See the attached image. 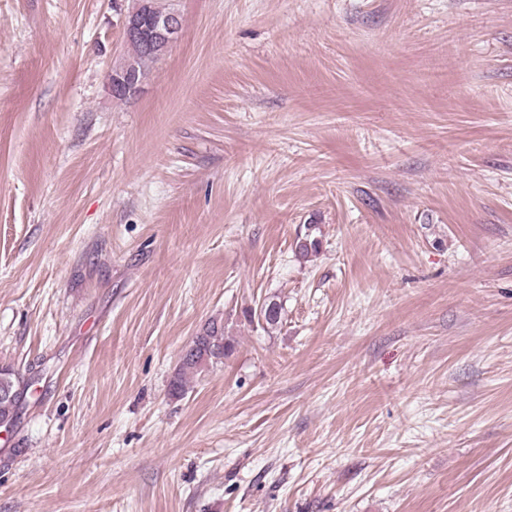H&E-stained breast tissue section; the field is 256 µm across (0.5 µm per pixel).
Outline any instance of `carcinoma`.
<instances>
[{"instance_id":"1","label":"carcinoma","mask_w":512,"mask_h":512,"mask_svg":"<svg viewBox=\"0 0 512 512\" xmlns=\"http://www.w3.org/2000/svg\"><path fill=\"white\" fill-rule=\"evenodd\" d=\"M128 57L119 69H128L138 75L139 79L147 77L150 66L155 63L162 53L147 45L141 38L131 37L127 40ZM321 240L316 235V225L305 226V232L297 236L295 253L306 259L319 252ZM282 305L274 300L263 303L260 310L248 313L249 318H258L268 326H275L281 320ZM234 348V343L224 336V326L211 321L207 323L192 344L181 357L180 365L169 383V391L173 397H181L187 391L193 378L202 373L208 366L223 362ZM8 387L9 395L0 396V420L13 421L18 404L24 394L20 388V378L8 368H0V387Z\"/></svg>"}]
</instances>
